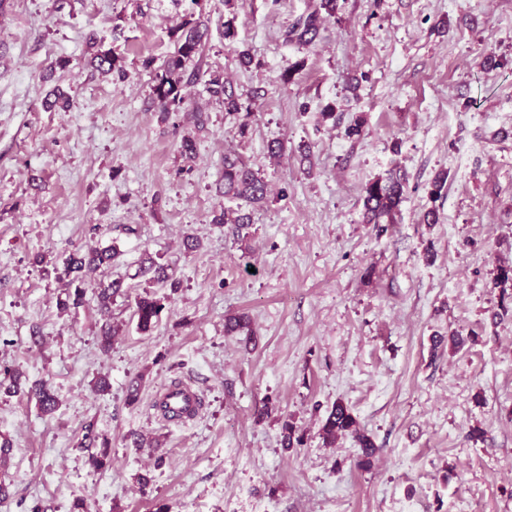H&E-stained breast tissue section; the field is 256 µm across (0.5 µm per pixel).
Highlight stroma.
Masks as SVG:
<instances>
[{"mask_svg":"<svg viewBox=\"0 0 512 512\" xmlns=\"http://www.w3.org/2000/svg\"><path fill=\"white\" fill-rule=\"evenodd\" d=\"M318 4L207 0L200 75L166 115L152 70L190 0H0V369L59 397L45 415L0 393L13 443L0 512H512V309L492 283L512 261V0H338L315 44L285 43ZM98 48L125 78L90 65ZM214 74L251 108L247 136L208 91ZM228 151L271 189L246 207L243 239L212 222L237 206ZM393 170L408 186L394 223H364V185ZM114 243L132 280L104 353L94 295L68 314L56 302L64 259ZM147 254L178 291L136 277ZM147 291L166 303L143 334L133 298ZM229 314L251 333L225 334ZM180 382L200 412L162 420L155 398ZM337 402L371 459L349 435L324 445ZM90 420L111 443L98 471L76 446ZM287 421L302 444L284 446ZM133 432L157 447H133Z\"/></svg>","mask_w":512,"mask_h":512,"instance_id":"1","label":"stroma"}]
</instances>
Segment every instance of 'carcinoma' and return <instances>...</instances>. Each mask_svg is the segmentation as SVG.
Listing matches in <instances>:
<instances>
[{"instance_id": "cac0c4a2", "label": "carcinoma", "mask_w": 512, "mask_h": 512, "mask_svg": "<svg viewBox=\"0 0 512 512\" xmlns=\"http://www.w3.org/2000/svg\"><path fill=\"white\" fill-rule=\"evenodd\" d=\"M337 0H320L319 7L306 15L298 17L285 31V40L300 46L312 44L320 34L322 26L321 12L329 15L336 13ZM207 25L195 12L189 15L176 27L173 33L175 42L174 55L162 66L154 70L152 92L161 104L163 111L180 108L185 97L181 94L183 74L186 65L195 61L201 54ZM96 68L104 73L117 72L123 76L122 69L116 67V60L108 52H98L94 55ZM209 91L224 97V112L229 116H237L244 109V104L235 93L226 89L221 77L215 76L208 80ZM407 185L403 177L393 173L389 177L377 178L368 182L363 189L364 217L369 224H379L383 218L388 223H394L400 204L405 199ZM224 195L231 196L248 206L263 205L268 202V183L264 177L249 167L235 154L224 155ZM123 252L114 244L95 249L88 253H72L64 262V295L57 305L63 310L76 309L84 303L86 295V278L98 271L102 272L114 266ZM135 276L169 284L175 291L179 281L168 274V266L149 257L141 265ZM494 287L501 290V296H509L507 289L512 288V263H500L496 266L493 278ZM127 295L125 279L118 277L108 282L98 284V311L103 323L100 327L99 347L103 352L112 348V337L116 332L112 324V303L118 297ZM164 309L162 299L147 292L135 298L134 316L137 328L142 332L150 331L159 321ZM21 373L15 369H5L0 372V390L7 393H17L21 390ZM41 410L52 413L58 406V397L51 383L41 380L28 389ZM356 422L347 408L338 403L332 407L320 429L323 441L329 445L346 433L354 434V438L365 458H370L375 446L370 438L358 432ZM78 446L88 450L86 463L98 470L106 465L109 457L110 442L97 429V423L88 421L82 428Z\"/></svg>"}]
</instances>
